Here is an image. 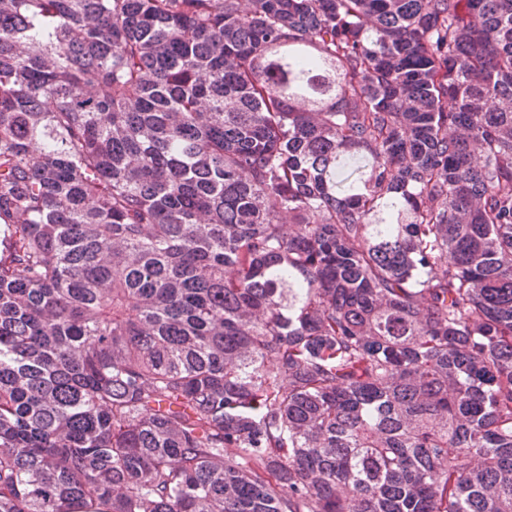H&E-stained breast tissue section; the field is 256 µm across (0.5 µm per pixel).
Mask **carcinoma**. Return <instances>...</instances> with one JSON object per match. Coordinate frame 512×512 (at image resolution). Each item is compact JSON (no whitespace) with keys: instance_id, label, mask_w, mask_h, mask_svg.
Returning <instances> with one entry per match:
<instances>
[{"instance_id":"obj_1","label":"carcinoma","mask_w":512,"mask_h":512,"mask_svg":"<svg viewBox=\"0 0 512 512\" xmlns=\"http://www.w3.org/2000/svg\"><path fill=\"white\" fill-rule=\"evenodd\" d=\"M0 512H512V0H0Z\"/></svg>"}]
</instances>
